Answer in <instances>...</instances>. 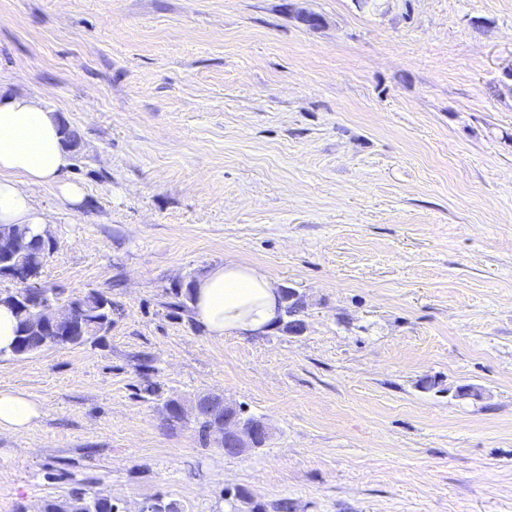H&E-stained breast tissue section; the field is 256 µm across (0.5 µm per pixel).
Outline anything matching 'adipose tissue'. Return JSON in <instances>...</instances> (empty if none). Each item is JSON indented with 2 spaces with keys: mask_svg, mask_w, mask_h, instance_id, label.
Returning <instances> with one entry per match:
<instances>
[{
  "mask_svg": "<svg viewBox=\"0 0 512 512\" xmlns=\"http://www.w3.org/2000/svg\"><path fill=\"white\" fill-rule=\"evenodd\" d=\"M71 156L59 122L32 98L0 95V224L44 230L50 219L35 206L31 190L52 186L70 202L84 190L67 180ZM193 309L208 335L250 336L273 330L283 313L277 280L265 269L228 258L195 284ZM42 407L27 394L0 389V430L22 433L40 418Z\"/></svg>",
  "mask_w": 512,
  "mask_h": 512,
  "instance_id": "ef3b65f1",
  "label": "adipose tissue"
}]
</instances>
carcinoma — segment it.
<instances>
[{
	"mask_svg": "<svg viewBox=\"0 0 512 512\" xmlns=\"http://www.w3.org/2000/svg\"><path fill=\"white\" fill-rule=\"evenodd\" d=\"M51 253L52 250L48 248H37L12 255L5 263H0V277H7L4 270L15 266L28 268L39 275ZM194 284L195 281L191 280L184 286L177 284L170 289L171 301L167 302V308L170 309L171 314L177 315L188 310V303L193 300ZM69 301H75L82 305L84 317L81 328L78 332L69 336L66 334L59 336L53 343L48 344L41 337L28 333L27 327L37 320L35 308L29 306L17 295L5 294L1 296L0 304L9 306L14 311L17 319L15 341L9 355L14 357L28 356L50 346H82L101 338L112 329L113 315L116 311L112 300L106 301L95 292L89 291L79 297H71ZM301 313L302 308L298 301L285 302L282 323L286 330L291 331L296 327V323L301 321ZM222 419H224V408L221 406H206L196 412L194 422L203 443L206 444L210 440L209 427L215 421ZM241 504L250 505L249 512H264L262 505L253 501L249 492L240 488L228 500L230 512H240L239 505ZM42 512H119V510L110 496L76 489L65 500L45 502L42 506Z\"/></svg>",
	"mask_w": 512,
	"mask_h": 512,
	"instance_id": "cac0c4a2",
	"label": "carcinoma"
}]
</instances>
